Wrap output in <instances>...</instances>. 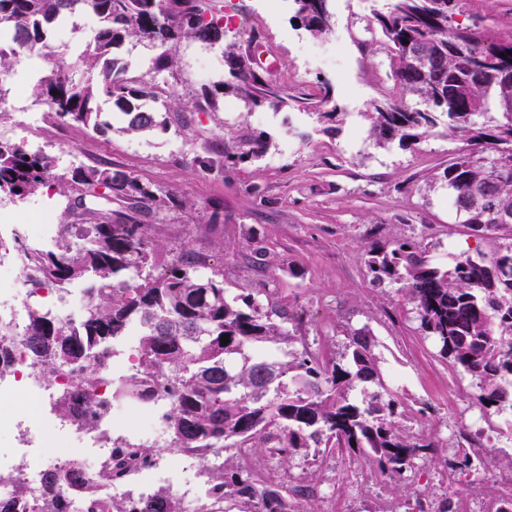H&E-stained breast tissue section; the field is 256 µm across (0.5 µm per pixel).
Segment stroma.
Here are the masks:
<instances>
[{
	"mask_svg": "<svg viewBox=\"0 0 512 512\" xmlns=\"http://www.w3.org/2000/svg\"><path fill=\"white\" fill-rule=\"evenodd\" d=\"M268 4L211 2L224 17L227 39L255 52L260 79L287 97L279 110L266 101L245 107L230 92L218 109L197 110L205 91L229 77L221 45L181 43L173 69L156 73L150 68L156 48L129 39L118 54L149 84L166 88L171 126L130 133L116 114L111 132L96 134L51 118L35 82L25 77L27 65L42 76L47 63L19 56L0 76L8 102L0 109V138L30 143L59 165L35 195L0 196V211L11 215L0 237L28 229L42 211L56 224L79 223L66 213L70 195L60 187L73 167L99 165L138 177L167 202L159 214L140 218L161 252L159 267L191 256L204 261V274H223L227 297L259 290L284 309L278 324L289 330L286 348L297 355L340 361L353 336L368 332L384 386L409 408L398 419L402 431L432 440L414 471L398 481L345 451L316 461L294 456L285 465L289 482L315 490L303 503L306 512H436L448 497L438 482L446 468L442 447H466L467 436L478 431L497 435L503 418L479 402L471 377L421 334L399 285L371 283L364 251L373 243L419 241L447 267L450 253L490 256L512 245V236L475 233L449 207L438 176L464 142L447 119L416 144L380 147L371 137L366 114L388 85L389 68L378 37L365 30L388 0H330L336 24L322 37L298 24L293 0H284L274 16ZM97 25L82 12L53 29L64 62L85 48ZM326 92L339 112L333 135L316 130ZM260 132L269 140L262 157L225 165V152L242 150L244 139ZM201 157L213 161V171L199 167Z\"/></svg>",
	"mask_w": 512,
	"mask_h": 512,
	"instance_id": "obj_1",
	"label": "stroma"
}]
</instances>
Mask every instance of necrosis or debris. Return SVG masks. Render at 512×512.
Returning a JSON list of instances; mask_svg holds the SVG:
<instances>
[{"label":"necrosis or debris","instance_id":"1","mask_svg":"<svg viewBox=\"0 0 512 512\" xmlns=\"http://www.w3.org/2000/svg\"><path fill=\"white\" fill-rule=\"evenodd\" d=\"M9 371L0 375V392H22L21 401L13 407L0 406V436H9L13 447L35 454L32 466L14 467L7 460H0V494H8L17 480L26 481L32 488H39V476L44 466H79L95 478L99 499H109L119 492L116 483H101L96 479L99 463L108 458L115 446L113 432L116 417L113 410L114 386L106 384L99 390L98 426L92 430L71 424H54L48 421L46 409L50 400L69 389L70 378L46 386L31 372L32 358L18 340H11ZM195 458L183 455L178 467H170L163 459L139 466L137 476L144 490H151L157 483L175 487L188 503L190 512H200L209 507V493L201 484L188 480L194 469ZM501 487L497 479L480 476L476 487L462 491L453 501V512H498Z\"/></svg>","mask_w":512,"mask_h":512}]
</instances>
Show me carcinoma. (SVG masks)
I'll return each instance as SVG.
<instances>
[{"label":"carcinoma","instance_id":"cac0c4a2","mask_svg":"<svg viewBox=\"0 0 512 512\" xmlns=\"http://www.w3.org/2000/svg\"><path fill=\"white\" fill-rule=\"evenodd\" d=\"M297 18L314 36L333 31L329 0H295ZM470 0H389L373 16L382 38L392 87L368 113L379 146L394 140L418 142L447 116L466 147L443 169L440 180L451 190L452 206L473 231L512 234V30L491 34L486 18L453 25ZM98 18L94 42L69 65L55 63L49 43L55 23L76 12ZM12 43L0 44V76L19 51L51 64L37 93L57 120L103 133L112 128L100 102L116 107L131 132L168 129L167 113L150 110L148 99L160 95L128 65L113 57L128 38L159 49L154 68L174 66L172 48L193 38L215 44L224 26L209 0H0V27ZM224 66L237 79L233 92L245 105L259 103L260 88L252 58L233 42L224 44ZM418 96L421 109L408 110L405 96ZM247 149L228 152L235 164L263 156L265 134L244 140ZM54 158L16 144L0 143V194L32 196L52 177ZM64 187L78 192L74 205L92 223L62 227L56 250H43L14 239L23 272L35 286H60L75 280L87 285L86 302L75 324L49 311L30 309L21 334L38 377L52 385L71 370L73 391L54 406L61 419L87 429L98 404V389L110 378L104 355L135 337L137 363L116 387L115 397L152 408L169 399L162 415L169 451L196 456L207 473L213 496L210 512H224V500L239 512H303L310 488L297 486L292 496L274 477L245 465L241 451L257 456L270 447L282 462L301 454L322 456L346 450L384 476L400 478L414 468L422 448L435 444L411 439L395 421L401 399L382 388L369 339H353L345 363L315 357L269 361L262 347L285 341L272 316L255 295L226 298L224 280L206 277L188 259L160 275L150 272L159 250L139 223L147 211L166 206L163 198L137 178L107 167H77ZM117 200L125 212H112ZM371 282L397 283L414 304L421 332L439 354L476 381L480 402L512 412V245L492 257L460 256L452 269L435 265L419 242H399L386 249L369 245L364 252ZM229 335V343L221 344ZM374 383L361 401L349 396L354 383ZM224 463L210 464L226 452ZM156 458L152 447L127 444L100 464L110 481L127 482L131 463ZM488 467L480 456L457 450L448 468L478 474ZM51 512H73L74 494H88L90 478L76 467H50L41 473ZM20 481L0 499V512H18L29 497ZM142 512H185L181 498L161 487L144 501Z\"/></svg>","mask_w":512,"mask_h":512}]
</instances>
